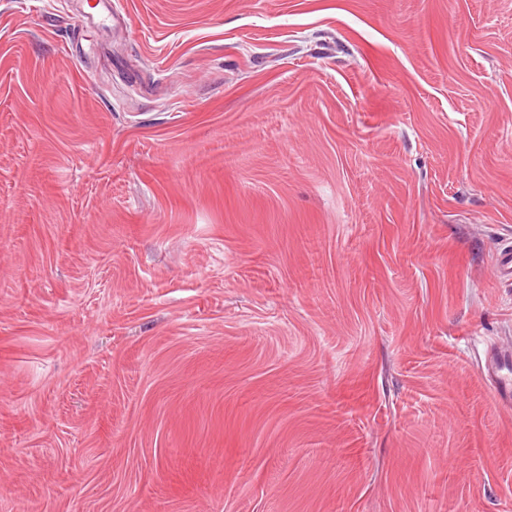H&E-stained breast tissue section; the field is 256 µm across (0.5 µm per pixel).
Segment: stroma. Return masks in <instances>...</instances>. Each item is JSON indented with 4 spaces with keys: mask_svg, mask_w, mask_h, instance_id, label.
Masks as SVG:
<instances>
[{
    "mask_svg": "<svg viewBox=\"0 0 512 512\" xmlns=\"http://www.w3.org/2000/svg\"><path fill=\"white\" fill-rule=\"evenodd\" d=\"M512 0H0V512H512ZM484 372L491 378L493 395L504 405L512 404V348H493L485 359Z\"/></svg>",
    "mask_w": 512,
    "mask_h": 512,
    "instance_id": "1",
    "label": "stroma"
}]
</instances>
